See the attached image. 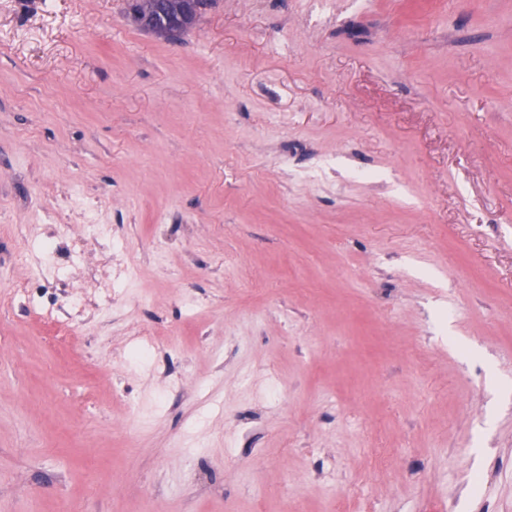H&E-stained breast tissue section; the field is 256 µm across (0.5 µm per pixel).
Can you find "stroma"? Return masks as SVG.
<instances>
[{
    "instance_id": "35a3bbf8",
    "label": "stroma",
    "mask_w": 512,
    "mask_h": 512,
    "mask_svg": "<svg viewBox=\"0 0 512 512\" xmlns=\"http://www.w3.org/2000/svg\"><path fill=\"white\" fill-rule=\"evenodd\" d=\"M355 495L512 512V0H0V512ZM140 3L133 1L131 4V15L136 23L169 37L183 34L195 25L208 5L204 0H140Z\"/></svg>"
}]
</instances>
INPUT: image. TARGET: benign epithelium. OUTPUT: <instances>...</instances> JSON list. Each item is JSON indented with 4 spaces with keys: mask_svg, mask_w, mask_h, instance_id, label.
<instances>
[{
    "mask_svg": "<svg viewBox=\"0 0 512 512\" xmlns=\"http://www.w3.org/2000/svg\"><path fill=\"white\" fill-rule=\"evenodd\" d=\"M207 5L206 0H134L131 15L144 29L176 37L200 20Z\"/></svg>",
    "mask_w": 512,
    "mask_h": 512,
    "instance_id": "7a95c632",
    "label": "benign epithelium"
}]
</instances>
